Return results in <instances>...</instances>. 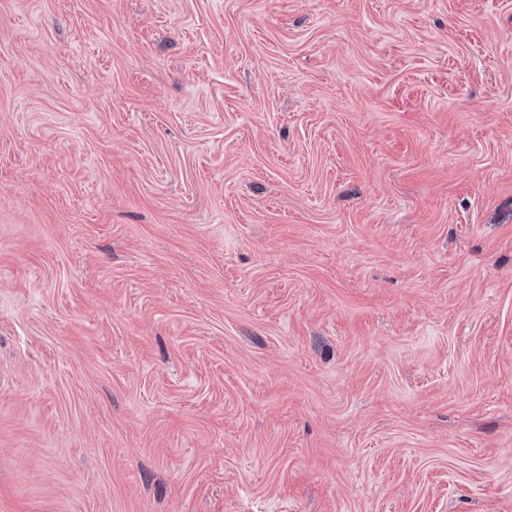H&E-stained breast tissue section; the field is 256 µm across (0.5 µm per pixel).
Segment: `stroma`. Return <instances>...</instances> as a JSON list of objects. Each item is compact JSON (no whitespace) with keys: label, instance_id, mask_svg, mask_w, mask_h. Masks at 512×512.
Masks as SVG:
<instances>
[{"label":"stroma","instance_id":"stroma-1","mask_svg":"<svg viewBox=\"0 0 512 512\" xmlns=\"http://www.w3.org/2000/svg\"><path fill=\"white\" fill-rule=\"evenodd\" d=\"M0 512H512V0H0Z\"/></svg>","mask_w":512,"mask_h":512}]
</instances>
